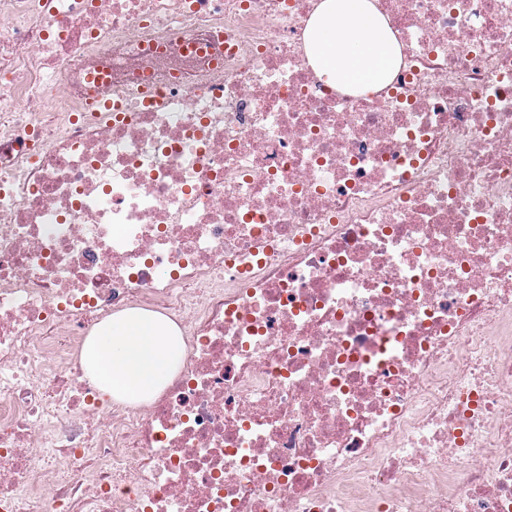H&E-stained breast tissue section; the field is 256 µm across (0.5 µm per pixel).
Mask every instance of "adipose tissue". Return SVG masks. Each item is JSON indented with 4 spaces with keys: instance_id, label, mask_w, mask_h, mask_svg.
Here are the masks:
<instances>
[{
    "instance_id": "adipose-tissue-1",
    "label": "adipose tissue",
    "mask_w": 512,
    "mask_h": 512,
    "mask_svg": "<svg viewBox=\"0 0 512 512\" xmlns=\"http://www.w3.org/2000/svg\"><path fill=\"white\" fill-rule=\"evenodd\" d=\"M307 50L326 84L370 91L400 62V51L372 0H321L308 27ZM180 329L160 315L124 311L90 338L86 369L113 397L146 402L185 360Z\"/></svg>"
}]
</instances>
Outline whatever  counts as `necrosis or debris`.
<instances>
[{
  "label": "necrosis or debris",
  "mask_w": 512,
  "mask_h": 512,
  "mask_svg": "<svg viewBox=\"0 0 512 512\" xmlns=\"http://www.w3.org/2000/svg\"><path fill=\"white\" fill-rule=\"evenodd\" d=\"M373 2L359 93L320 0H0V512H512V0ZM307 50L326 84L363 92L383 84L400 62L399 47L371 0H321ZM185 350L174 323L154 313L124 311L90 338L86 369L113 397L146 402L178 372Z\"/></svg>",
  "instance_id": "1"
}]
</instances>
